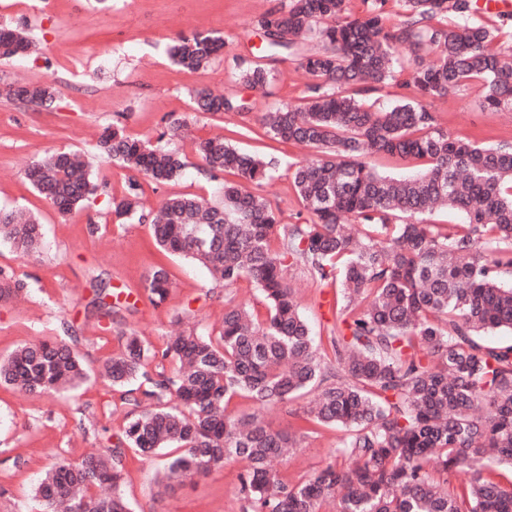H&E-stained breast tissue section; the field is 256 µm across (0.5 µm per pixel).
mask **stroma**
<instances>
[{
    "mask_svg": "<svg viewBox=\"0 0 512 512\" xmlns=\"http://www.w3.org/2000/svg\"><path fill=\"white\" fill-rule=\"evenodd\" d=\"M281 0H0V24L25 28L36 47L16 61L0 63V88L7 84L62 82L55 108H27L0 95V209H23L44 228V245L32 256L0 245V271L25 284L22 301L0 302V357L17 346L63 333L64 322L76 329L77 348L91 366L119 352L116 330L99 321L94 301L99 283L119 299L113 318L136 330L147 343L160 345L173 331L219 327L224 309L239 302L261 307L262 295L243 281L219 285L195 263L163 253L149 224H122L111 210L122 197L131 172L96 152L109 126L187 152L188 167L178 180L162 187L142 181L148 205L168 196L214 198L217 182L190 154L193 137L221 136L259 156L279 162V176L262 187V195L282 223L294 224L302 206L288 176L290 163L307 150L278 143L264 135L259 117L284 104H299L306 78L297 63L277 66L268 92L242 82L237 57L250 56L262 43L258 18ZM193 31H216L224 38L220 56L207 70L186 73L167 56L170 42ZM209 88L238 96L242 112L209 114L194 111L192 93ZM441 125L454 136L479 143H512V112L484 110L477 92L432 101ZM180 130H173V123ZM250 136H241V129ZM70 149L89 165L98 190L80 210L61 215L27 181L28 164L45 152ZM170 272L167 301L153 306L143 294L151 270ZM295 287L301 310L313 330L334 326V290L319 287L299 269L285 271ZM119 395L99 377L78 390L53 397L31 395L0 385V512H34L33 489L60 459L72 461L102 447L96 429L118 432L124 413ZM86 430H78L77 420ZM339 428H321L300 437L291 458L274 463L279 475L296 479L328 463L343 437ZM161 458L127 457L124 491L136 512H242L237 493L238 464L227 463L210 473L173 483L158 494Z\"/></svg>",
    "mask_w": 512,
    "mask_h": 512,
    "instance_id": "35a3bbf8",
    "label": "stroma"
}]
</instances>
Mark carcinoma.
I'll return each instance as SVG.
<instances>
[{
  "label": "carcinoma",
  "mask_w": 512,
  "mask_h": 512,
  "mask_svg": "<svg viewBox=\"0 0 512 512\" xmlns=\"http://www.w3.org/2000/svg\"><path fill=\"white\" fill-rule=\"evenodd\" d=\"M286 0L257 20L264 45L240 60L241 78L266 91L275 65L298 62L310 79L299 105L267 112L271 139L313 150L289 165L309 218L283 224L257 191L274 178L264 161L219 137L191 140L211 178L232 173L223 199L173 195L156 212L141 202V185L112 200L119 219L147 222L157 246L199 264L230 288H259L265 312L245 304L224 311L217 332L175 334L156 347L121 332L123 349L99 365L127 408L122 429L104 427L105 451L60 460L37 482L38 512H133L123 492V460L172 448L162 478L207 474L241 460L237 493L243 512H512V144L479 145L453 137L430 102L476 89L483 108L512 110V48L476 16L473 0ZM35 48L21 28L0 25V60ZM224 49L217 33L192 32L169 48L187 72L207 69ZM410 89L392 106L367 95ZM53 83L7 85L0 94L50 107ZM197 112L245 109L242 101L194 91ZM100 155L160 187L178 179L185 153L106 128ZM385 154L422 168L397 178L369 159ZM33 188L60 214L97 191L93 175L71 152L58 151L26 170ZM437 209L464 216L436 224ZM42 224L0 210V244L37 252ZM290 258L312 281L336 288V326L318 342L284 277ZM172 286L160 267L146 279L150 304ZM23 284L0 271V301ZM98 289L96 309L112 318ZM90 377L70 344L34 341L0 360V384L28 394L73 390ZM296 432L272 428L260 415L240 414L233 399L288 407ZM484 412L475 413L477 407ZM316 426L345 431L334 460L297 480L270 466ZM497 468H492L489 458ZM462 473L461 481L454 479Z\"/></svg>",
  "instance_id": "carcinoma-1"
}]
</instances>
